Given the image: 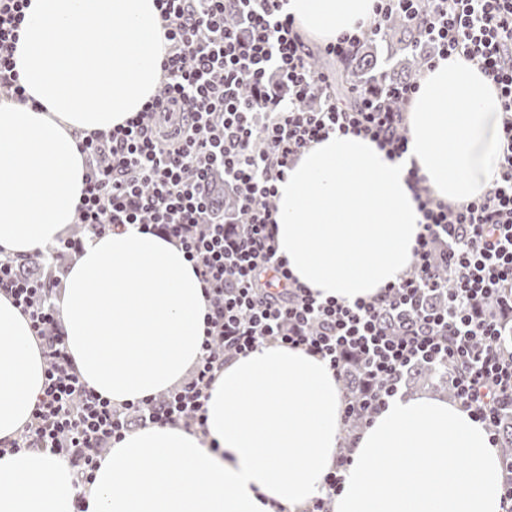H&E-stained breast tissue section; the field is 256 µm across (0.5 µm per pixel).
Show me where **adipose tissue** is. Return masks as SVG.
Instances as JSON below:
<instances>
[{"label":"adipose tissue","instance_id":"1","mask_svg":"<svg viewBox=\"0 0 512 512\" xmlns=\"http://www.w3.org/2000/svg\"><path fill=\"white\" fill-rule=\"evenodd\" d=\"M375 0H287L326 44L374 17ZM95 40H83L86 32ZM165 54L156 0H28L15 69L31 102L0 105V250L65 235L82 200L80 137L124 125L156 93ZM503 112L464 57L427 69L407 112L408 150L332 133L277 185L278 254L318 299L371 300L412 262L422 227L407 184L477 198L500 170ZM59 308L81 379L112 403L180 383L201 354L207 303L181 246L139 226L101 234L71 265ZM45 362L27 316L0 293V442L29 422ZM343 394L324 360L266 343L225 364L206 434L150 425L100 459L85 492L42 449L0 457V512H303L342 442ZM464 463L448 467L449 457ZM500 450L460 403L395 397L353 444L333 512H503Z\"/></svg>","mask_w":512,"mask_h":512}]
</instances>
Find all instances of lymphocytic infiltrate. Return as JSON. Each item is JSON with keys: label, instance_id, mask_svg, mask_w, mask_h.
I'll use <instances>...</instances> for the list:
<instances>
[{"label": "lymphocytic infiltrate", "instance_id": "1", "mask_svg": "<svg viewBox=\"0 0 512 512\" xmlns=\"http://www.w3.org/2000/svg\"><path fill=\"white\" fill-rule=\"evenodd\" d=\"M286 0H158L167 50L153 98L125 125L80 138L85 188L76 221L47 257L129 224L177 241L203 284L202 353L183 385L120 406L81 380L58 327L53 280L23 276L0 253V292L30 321L46 361L31 420L1 453L44 448L76 468L86 487L104 451L138 428L204 431L208 391L227 361L273 342L319 355L335 377L356 362L360 392L344 398L343 423L369 425L398 395L413 365L448 370L454 398L486 428L512 412V348L482 311L495 297L512 309V0H376L357 33L324 46L346 65L368 36L400 15L433 56H464L496 86L503 106L500 172L486 192L451 204L433 197L417 169L408 184L423 231L405 276L376 300H318L297 283L275 243L276 184L312 143L363 134L395 156L408 149L406 107L418 82L349 87L337 101L333 73L312 69ZM26 0H0V101L27 103L13 61ZM250 86L251 99L240 95ZM247 220L209 223L215 172ZM444 293L441 305L429 296Z\"/></svg>", "mask_w": 512, "mask_h": 512}]
</instances>
